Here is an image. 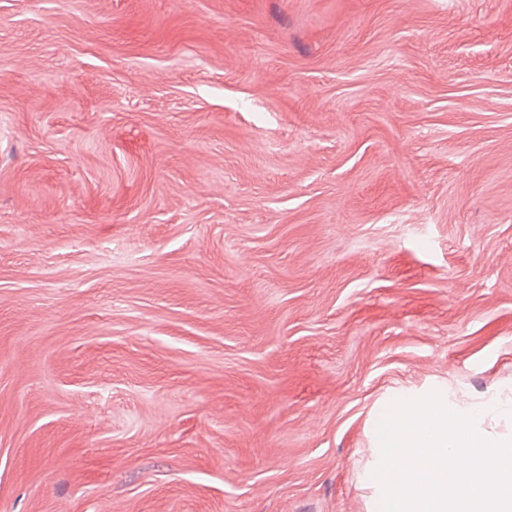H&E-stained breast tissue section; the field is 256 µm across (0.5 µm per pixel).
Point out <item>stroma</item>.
Here are the masks:
<instances>
[{"label":"stroma","instance_id":"stroma-1","mask_svg":"<svg viewBox=\"0 0 512 512\" xmlns=\"http://www.w3.org/2000/svg\"><path fill=\"white\" fill-rule=\"evenodd\" d=\"M436 380L512 386V0H0V512H366Z\"/></svg>","mask_w":512,"mask_h":512}]
</instances>
